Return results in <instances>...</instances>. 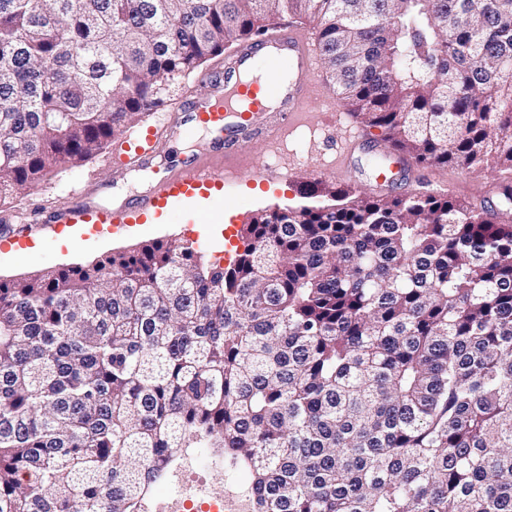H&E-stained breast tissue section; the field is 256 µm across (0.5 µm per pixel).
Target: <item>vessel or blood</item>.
<instances>
[{
  "instance_id": "vessel-or-blood-1",
  "label": "vessel or blood",
  "mask_w": 512,
  "mask_h": 512,
  "mask_svg": "<svg viewBox=\"0 0 512 512\" xmlns=\"http://www.w3.org/2000/svg\"><path fill=\"white\" fill-rule=\"evenodd\" d=\"M310 41L308 32L276 29L245 45L225 61L222 72L206 79L204 95L183 106L182 120L166 125L176 140L209 129L213 137L205 153L186 157L146 192L111 208L76 195L75 208L53 214L51 223L93 224L117 234L181 199L223 190L226 180L241 177L237 159L254 137L316 119L308 91L316 69ZM124 145L128 160L141 166L159 149L156 135L146 128L127 134Z\"/></svg>"
}]
</instances>
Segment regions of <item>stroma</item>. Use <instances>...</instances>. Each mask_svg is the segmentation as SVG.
<instances>
[{"instance_id":"obj_1","label":"stroma","mask_w":512,"mask_h":512,"mask_svg":"<svg viewBox=\"0 0 512 512\" xmlns=\"http://www.w3.org/2000/svg\"><path fill=\"white\" fill-rule=\"evenodd\" d=\"M223 57L208 60L196 73L183 79L165 94L149 114L139 120L140 126L158 125L177 104L202 95L206 73L223 66ZM362 139L352 150L348 173L341 176L330 172L347 136L345 127L332 121H322L295 128L286 139H253L240 163L243 167H288L287 180L275 184L251 182L244 177L225 183L223 191L210 195L205 211H197L185 203L164 210L157 220L147 224H133L118 235L88 229L83 239L86 247L77 253L68 252L59 244L60 234L49 228H33L23 239L0 244V278L12 279L37 271L62 266L85 265L104 258L112 252L129 250L146 242L171 238H189L200 243L207 259L215 264L224 262L222 227L228 224H246L264 207L286 200H297V188L306 182H320L331 186H352L375 198H392L412 192H436L466 203L500 202L502 175L498 172L476 171L460 167L418 166L415 176H408L403 166L409 157L390 152L380 141L376 130L362 128ZM205 136L171 144L158 153L149 169L124 165L118 140H110L105 149L90 159L78 171H66L41 183L24 199L10 205H0V217L11 209L48 210L64 208L71 203V194L85 188L90 196L100 197L108 191L129 196L148 189L149 176L173 171L181 153L199 152L206 146ZM395 172L393 183L376 187L375 179L384 169Z\"/></svg>"}]
</instances>
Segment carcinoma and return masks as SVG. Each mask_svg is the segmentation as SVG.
I'll list each match as a JSON object with an SVG mask.
<instances>
[{
  "mask_svg": "<svg viewBox=\"0 0 512 512\" xmlns=\"http://www.w3.org/2000/svg\"><path fill=\"white\" fill-rule=\"evenodd\" d=\"M300 15L392 150L512 169V0H0V202ZM301 195L226 268L178 239L0 280V512H140L184 448L251 512H512V224Z\"/></svg>",
  "mask_w": 512,
  "mask_h": 512,
  "instance_id": "obj_1",
  "label": "carcinoma"
}]
</instances>
